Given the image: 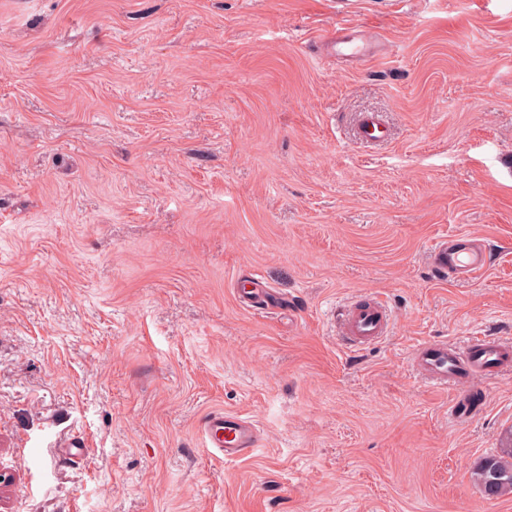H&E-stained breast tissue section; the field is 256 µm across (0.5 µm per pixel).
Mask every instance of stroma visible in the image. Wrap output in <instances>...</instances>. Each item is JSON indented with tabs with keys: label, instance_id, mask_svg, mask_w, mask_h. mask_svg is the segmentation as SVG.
<instances>
[{
	"label": "stroma",
	"instance_id": "35a3bbf8",
	"mask_svg": "<svg viewBox=\"0 0 512 512\" xmlns=\"http://www.w3.org/2000/svg\"><path fill=\"white\" fill-rule=\"evenodd\" d=\"M511 164L512 0H0V512H512L471 477L512 370L457 424L409 363L512 338ZM465 235L485 273L435 279ZM219 409L262 448L210 455ZM341 27L337 30L336 37L327 43L328 54H336L337 56H351L363 58L367 55L368 43L360 37V44H353V39L344 32ZM356 134L365 142H373L384 135L382 122L379 116L373 113L363 114L357 121ZM487 256V246L475 238H445L432 246L428 263L438 279H474L485 271ZM390 314L377 297H366L347 306L336 329L352 347L378 343L389 331Z\"/></svg>",
	"mask_w": 512,
	"mask_h": 512
}]
</instances>
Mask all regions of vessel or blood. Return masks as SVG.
I'll use <instances>...</instances> for the list:
<instances>
[{"mask_svg": "<svg viewBox=\"0 0 512 512\" xmlns=\"http://www.w3.org/2000/svg\"><path fill=\"white\" fill-rule=\"evenodd\" d=\"M330 53L339 56L365 57L366 44L353 43L345 32H338L328 44ZM358 138L373 142L384 134L379 116L363 114L356 126ZM488 250L477 239H442L432 246L428 263L440 279H474L486 269ZM390 314L375 297L351 303L343 312L336 329L338 336L350 346L361 348L379 342L389 331ZM411 363L423 383L434 388L456 387L450 407L455 421H465L470 413V394L466 387L474 377L512 369V343L495 336H473L462 347L441 341L426 340L411 353ZM205 447L224 458L235 459L262 447L259 427L250 419L233 411H213L200 423Z\"/></svg>", "mask_w": 512, "mask_h": 512, "instance_id": "b4317fda", "label": "vessel or blood"}]
</instances>
